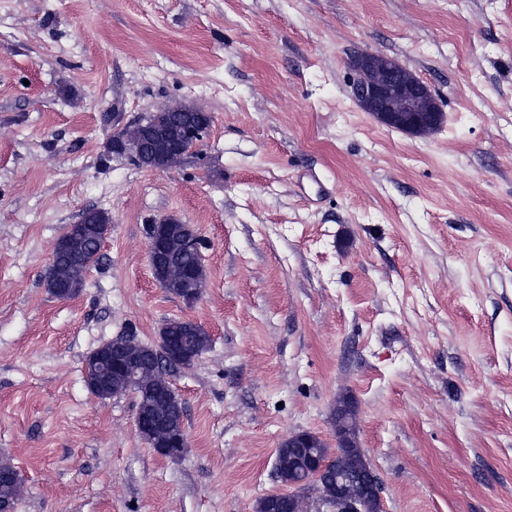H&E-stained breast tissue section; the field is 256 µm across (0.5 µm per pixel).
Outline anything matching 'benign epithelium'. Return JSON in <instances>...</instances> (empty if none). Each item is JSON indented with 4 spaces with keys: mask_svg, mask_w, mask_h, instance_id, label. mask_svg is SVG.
<instances>
[{
    "mask_svg": "<svg viewBox=\"0 0 512 512\" xmlns=\"http://www.w3.org/2000/svg\"><path fill=\"white\" fill-rule=\"evenodd\" d=\"M356 79L353 98L382 124L405 133L423 136L440 126L441 111L431 89L398 60L378 51L364 50L351 60ZM154 114L130 124L112 126L108 152L123 151L129 161L141 169L162 170L190 153L192 142L206 131L204 121L184 123L175 133L162 136L153 126ZM137 339L122 336L103 345L96 372L103 378L114 372L135 376L142 372L136 364ZM347 414L336 423V454L353 458L349 473H339L336 481L325 483L314 496L307 497L309 484L320 480L328 461L310 456L306 466L288 477V507L291 512H380L383 509L380 481L365 455L357 454V417L354 402L345 398ZM165 457L181 459L188 448L187 438L160 431ZM317 435L309 431L291 432L284 439L290 448H310Z\"/></svg>",
    "mask_w": 512,
    "mask_h": 512,
    "instance_id": "benign-epithelium-1",
    "label": "benign epithelium"
}]
</instances>
